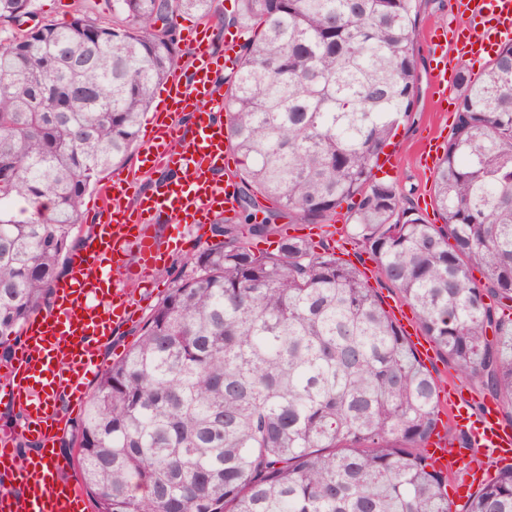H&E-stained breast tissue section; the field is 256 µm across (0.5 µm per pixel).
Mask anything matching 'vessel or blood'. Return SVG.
Segmentation results:
<instances>
[{"label":"vessel or blood","instance_id":"1","mask_svg":"<svg viewBox=\"0 0 512 512\" xmlns=\"http://www.w3.org/2000/svg\"><path fill=\"white\" fill-rule=\"evenodd\" d=\"M458 9L465 24L435 35L430 43L434 92L442 104L455 87L449 54L487 57L512 38V0H458ZM225 42L224 58H215L206 30L193 31L191 71H170L163 114L147 127L134 169L100 188L96 232L72 255L69 276L55 286L53 307L26 322L12 363L0 374V404L22 407L27 439L38 446L36 455L20 462L12 440H0V512H86L80 484L64 476L72 461L58 451L55 440L66 423L62 402L85 401L100 367L101 345L117 326L131 320L140 303L113 284L112 262L132 258L134 281L151 283L160 255L156 224H208L235 206L232 181L217 179L218 173L229 175L235 168L224 143V100L217 74L222 63L236 60L239 38L229 34ZM183 118L191 126L187 136L178 126ZM156 171L169 175L162 188L139 193L136 206H128L138 178ZM442 397L470 440L469 448L459 449V457L476 451L499 465L512 462V425L504 422L494 399L479 400L471 413L458 387L443 388ZM428 454L435 468L447 469L444 429L431 437Z\"/></svg>","mask_w":512,"mask_h":512}]
</instances>
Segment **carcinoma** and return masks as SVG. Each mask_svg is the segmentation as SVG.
I'll list each match as a JSON object with an SVG mask.
<instances>
[{
    "mask_svg": "<svg viewBox=\"0 0 512 512\" xmlns=\"http://www.w3.org/2000/svg\"><path fill=\"white\" fill-rule=\"evenodd\" d=\"M421 2L236 0L223 17L215 0H112L110 25L86 6L29 32L33 0H0L1 362L68 271L83 197L129 164L155 88L191 55L176 17L260 30L224 79L238 209L102 367L64 442L97 512H512V465L448 498L452 471L426 448L440 380L363 272L279 224L343 218L512 420V43L477 78L458 69L442 224L374 175L416 99Z\"/></svg>",
    "mask_w": 512,
    "mask_h": 512,
    "instance_id": "obj_1",
    "label": "carcinoma"
}]
</instances>
